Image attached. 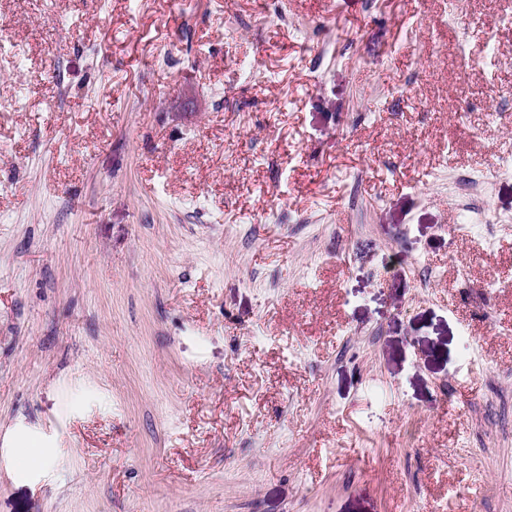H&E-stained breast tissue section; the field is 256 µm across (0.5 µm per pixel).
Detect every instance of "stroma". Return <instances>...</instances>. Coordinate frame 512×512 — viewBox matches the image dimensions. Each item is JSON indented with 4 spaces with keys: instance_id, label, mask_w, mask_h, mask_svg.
Segmentation results:
<instances>
[{
    "instance_id": "stroma-1",
    "label": "stroma",
    "mask_w": 512,
    "mask_h": 512,
    "mask_svg": "<svg viewBox=\"0 0 512 512\" xmlns=\"http://www.w3.org/2000/svg\"><path fill=\"white\" fill-rule=\"evenodd\" d=\"M498 10L0 0V512H512Z\"/></svg>"
}]
</instances>
